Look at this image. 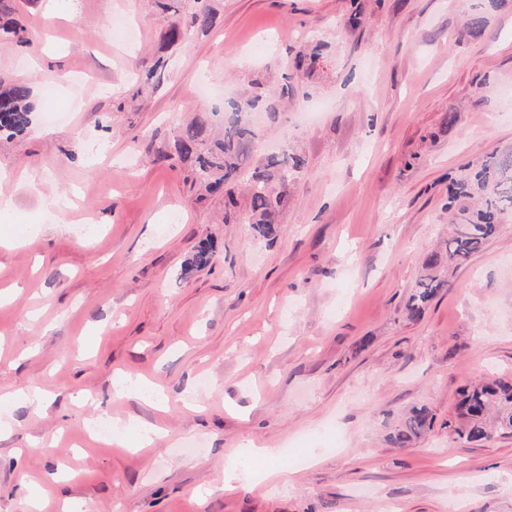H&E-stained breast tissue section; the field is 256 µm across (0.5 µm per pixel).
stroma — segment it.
<instances>
[{
  "label": "stroma",
  "mask_w": 512,
  "mask_h": 512,
  "mask_svg": "<svg viewBox=\"0 0 512 512\" xmlns=\"http://www.w3.org/2000/svg\"><path fill=\"white\" fill-rule=\"evenodd\" d=\"M5 2L23 33L0 37V81L36 112L0 135V236L18 241L0 248V393L34 384L46 405L9 408L0 512H29L30 482L45 512H512V435L448 429L464 385L512 378V220L405 313L448 237L449 177L512 147V0H207L214 29L173 45L192 0H76L50 20L48 0ZM257 94L228 224L175 144ZM280 149L305 164L269 241L245 186ZM118 372L161 406L115 396ZM420 405L431 429L391 447ZM101 416L124 446L86 434ZM441 261L437 254L430 255L423 264V273L418 281V288L410 295L406 311L411 319H420L433 299L445 286L440 275Z\"/></svg>",
  "instance_id": "35a3bbf8"
}]
</instances>
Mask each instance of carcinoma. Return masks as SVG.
Returning a JSON list of instances; mask_svg holds the SVG:
<instances>
[{
    "label": "carcinoma",
    "mask_w": 512,
    "mask_h": 512,
    "mask_svg": "<svg viewBox=\"0 0 512 512\" xmlns=\"http://www.w3.org/2000/svg\"><path fill=\"white\" fill-rule=\"evenodd\" d=\"M191 27L207 33L215 26L211 10L199 7L190 14ZM255 107L252 100L230 101L227 111L233 118L224 124L221 138L207 144L202 139V123L187 126L177 142L178 151L195 159V175L208 190L223 191L227 205L235 206L230 185L251 152L256 133L245 114ZM35 112L30 88L12 84L0 91V132L15 135L26 130ZM303 158L286 152L270 154L252 174L249 185L252 225L265 237L277 233L275 213L281 194L275 183H288L302 168ZM448 209L451 224L445 243L448 264L461 265L492 238L502 220L512 217V148L495 151L448 179ZM438 255L423 264L418 288L410 295L406 311L419 319L445 286ZM456 419L448 427L468 442L490 441L512 433V382L489 374L464 386L458 394ZM431 428L428 409L411 408L389 431L392 446H405Z\"/></svg>",
    "instance_id": "cac0c4a2"
}]
</instances>
